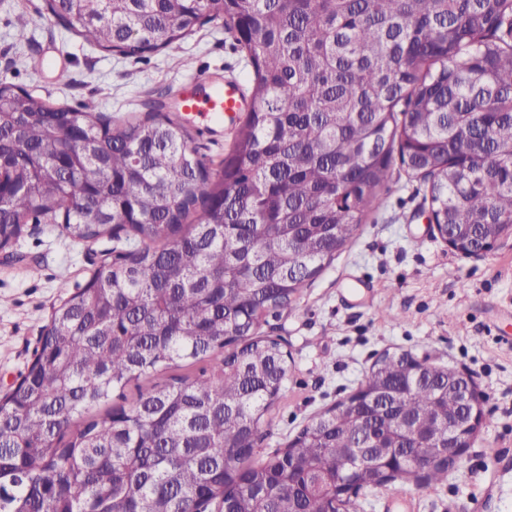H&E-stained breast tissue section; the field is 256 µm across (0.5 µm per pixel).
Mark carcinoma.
Instances as JSON below:
<instances>
[{"mask_svg": "<svg viewBox=\"0 0 512 512\" xmlns=\"http://www.w3.org/2000/svg\"><path fill=\"white\" fill-rule=\"evenodd\" d=\"M89 44L174 54L222 20L250 110L212 171L162 103L112 120L0 81V248L50 220L112 239L62 285L26 372L0 394V512H361V488L433 486L425 440L460 416L451 368L383 354L346 407L253 462L290 356L259 333L380 208L395 161L471 250L512 230V0H45ZM198 373L114 397L183 364ZM389 436L345 477V450ZM419 456V468L398 465Z\"/></svg>", "mask_w": 512, "mask_h": 512, "instance_id": "obj_1", "label": "carcinoma"}]
</instances>
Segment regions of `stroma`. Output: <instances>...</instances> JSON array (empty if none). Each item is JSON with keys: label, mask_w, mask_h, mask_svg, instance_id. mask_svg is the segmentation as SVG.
I'll return each mask as SVG.
<instances>
[{"label": "stroma", "mask_w": 512, "mask_h": 512, "mask_svg": "<svg viewBox=\"0 0 512 512\" xmlns=\"http://www.w3.org/2000/svg\"><path fill=\"white\" fill-rule=\"evenodd\" d=\"M25 24V42L15 40ZM189 66L167 52L123 57L65 30L45 0H0V81L43 100L93 102L113 118L142 115L148 100L198 88L200 76L246 82L242 52L215 21L182 43ZM427 185L394 166L382 207L264 334L291 356L284 398L256 456L284 447L323 410L346 399L386 352L407 353L472 375L485 397L487 427L441 486L391 484L363 490V512H512V235L488 254L453 252L428 222ZM111 240L78 243L56 224L27 225L0 249V389L24 372L59 285L85 284Z\"/></svg>", "instance_id": "1"}]
</instances>
